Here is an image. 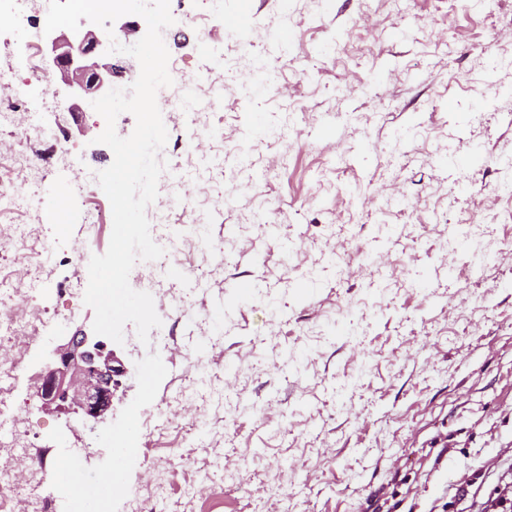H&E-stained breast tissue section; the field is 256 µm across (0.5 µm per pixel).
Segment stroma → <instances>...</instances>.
<instances>
[{
  "label": "stroma",
  "mask_w": 512,
  "mask_h": 512,
  "mask_svg": "<svg viewBox=\"0 0 512 512\" xmlns=\"http://www.w3.org/2000/svg\"><path fill=\"white\" fill-rule=\"evenodd\" d=\"M208 9L170 0L162 37L206 87L197 111L164 121L169 139L202 141L167 158L192 202L168 226L209 224L213 242L171 257L181 279L130 276L165 310L148 343L125 326L114 351L128 372L105 422L72 424L37 387L46 348L92 326L88 263L112 224L70 211L47 265L26 234L0 252L2 293L17 263L40 267L44 333L12 382L35 452L102 438L28 512H132L146 497L156 512H483L512 478V33L499 26L512 0H220L210 21ZM256 58L276 86L254 91ZM27 121L71 155L0 165V192L39 199L12 224L51 223L81 188L88 207L109 206L93 107ZM114 432L134 453L102 501Z\"/></svg>",
  "instance_id": "obj_1"
}]
</instances>
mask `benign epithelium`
Listing matches in <instances>:
<instances>
[{
  "label": "benign epithelium",
  "instance_id": "1",
  "mask_svg": "<svg viewBox=\"0 0 512 512\" xmlns=\"http://www.w3.org/2000/svg\"><path fill=\"white\" fill-rule=\"evenodd\" d=\"M108 47V38L81 29L63 41L53 39L52 60L61 64L69 97L83 98L112 88V67L96 61L106 56ZM126 373L102 337L84 333L47 350L37 394L46 409L100 422L111 410L114 390Z\"/></svg>",
  "mask_w": 512,
  "mask_h": 512
}]
</instances>
